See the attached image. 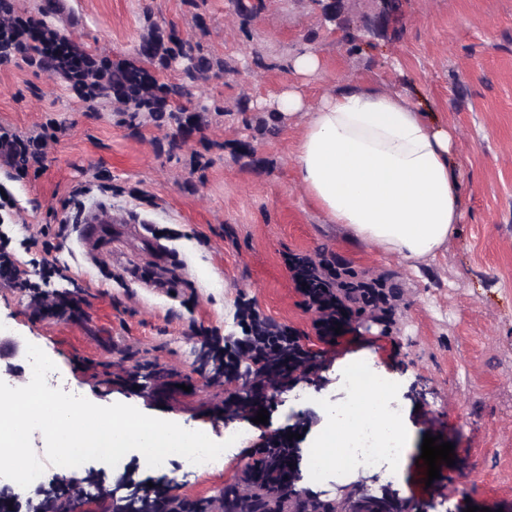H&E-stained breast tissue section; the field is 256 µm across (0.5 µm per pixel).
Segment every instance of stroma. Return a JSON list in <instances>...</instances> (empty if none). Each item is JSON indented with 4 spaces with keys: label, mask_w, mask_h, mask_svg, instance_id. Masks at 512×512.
<instances>
[{
    "label": "stroma",
    "mask_w": 512,
    "mask_h": 512,
    "mask_svg": "<svg viewBox=\"0 0 512 512\" xmlns=\"http://www.w3.org/2000/svg\"><path fill=\"white\" fill-rule=\"evenodd\" d=\"M67 0L66 36L113 62L148 69L165 86L170 110L128 117L124 105L80 104L48 73L23 60L0 65V125L20 133L54 119L63 133L38 178L0 164V249L23 265L29 237L67 222L58 257L69 280L57 294L80 293L81 314L38 317L22 288H0V380L24 384L26 346L55 363L66 392L141 412L224 439L213 411L224 385L203 354L250 332L252 314L292 330L309 348L327 385L318 402L282 395L267 423L238 422L253 441L315 414L304 439L316 447L329 424L326 405H344L347 370L363 359L391 385L408 447L400 456V495L421 512H512V0H405L354 52L346 25L374 18L371 0H352L345 24L326 21L314 0ZM311 51L321 68L300 80L288 66ZM214 60L200 71V58ZM233 59L238 73L219 63ZM397 92L455 129L452 156L465 186L455 235L421 270L382 248L348 239L299 187L296 148L305 115L279 120L264 109L303 83L310 98L345 80ZM76 186L85 206L63 209ZM107 206L113 223L82 239L87 209ZM289 253L341 260L367 279L400 288L391 321L353 320L321 339L284 262ZM190 382L183 391L182 382ZM453 443V466L428 480L425 435ZM252 445L235 449L215 474L191 475L178 462L158 470L126 460L123 469L90 462L110 487L120 472L168 476L180 495L215 499Z\"/></svg>",
    "instance_id": "stroma-1"
}]
</instances>
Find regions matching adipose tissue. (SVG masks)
<instances>
[{
	"instance_id": "adipose-tissue-1",
	"label": "adipose tissue",
	"mask_w": 512,
	"mask_h": 512,
	"mask_svg": "<svg viewBox=\"0 0 512 512\" xmlns=\"http://www.w3.org/2000/svg\"><path fill=\"white\" fill-rule=\"evenodd\" d=\"M270 108L282 117L308 113L295 157L299 185L355 239L418 261L462 222L464 185L449 161L455 133L401 95L346 81L311 102L294 85ZM386 393L383 387L361 391L352 419L322 440L326 458L335 459L338 438L376 420Z\"/></svg>"
}]
</instances>
